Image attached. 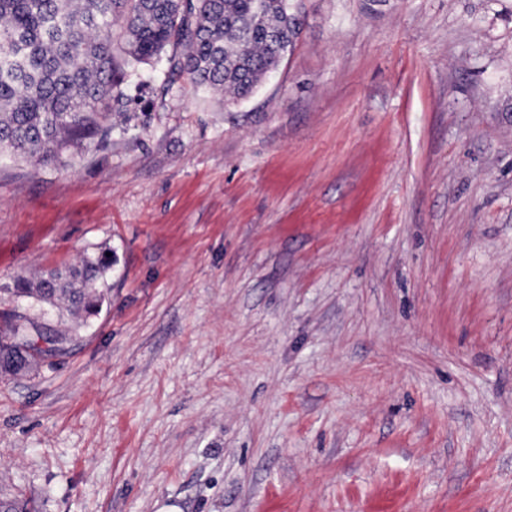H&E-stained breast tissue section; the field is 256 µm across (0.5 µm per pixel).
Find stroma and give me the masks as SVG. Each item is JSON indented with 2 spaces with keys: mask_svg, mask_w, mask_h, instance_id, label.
<instances>
[{
  "mask_svg": "<svg viewBox=\"0 0 512 512\" xmlns=\"http://www.w3.org/2000/svg\"><path fill=\"white\" fill-rule=\"evenodd\" d=\"M228 101L138 64L110 139L0 158V317L106 253L0 374L33 512H512V0H294ZM109 267L104 255L85 254L64 271L34 279L19 278L12 294L17 299H33L53 309H63L73 319H87L99 313L104 294L97 285Z\"/></svg>",
  "mask_w": 512,
  "mask_h": 512,
  "instance_id": "stroma-1",
  "label": "stroma"
}]
</instances>
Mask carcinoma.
<instances>
[{
  "label": "carcinoma",
  "instance_id": "obj_1",
  "mask_svg": "<svg viewBox=\"0 0 512 512\" xmlns=\"http://www.w3.org/2000/svg\"><path fill=\"white\" fill-rule=\"evenodd\" d=\"M0 0V155L43 164L106 142L112 89L122 65L144 63L165 48L172 72L230 100L250 96L300 31L290 0ZM108 268L85 254L64 271L19 278L12 294L74 319L99 313L98 282ZM32 318L12 314L0 326V372L44 363Z\"/></svg>",
  "mask_w": 512,
  "mask_h": 512
}]
</instances>
